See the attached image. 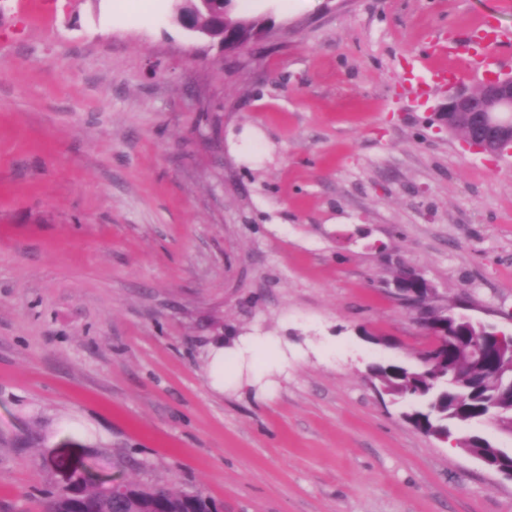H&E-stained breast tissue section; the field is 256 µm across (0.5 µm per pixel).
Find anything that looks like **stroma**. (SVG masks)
Returning a JSON list of instances; mask_svg holds the SVG:
<instances>
[{"mask_svg":"<svg viewBox=\"0 0 512 512\" xmlns=\"http://www.w3.org/2000/svg\"><path fill=\"white\" fill-rule=\"evenodd\" d=\"M171 0H0V512L85 466L224 512H512L369 369L430 341L400 266L512 332V154L417 59L512 0H250L232 52ZM280 340L276 366L217 339ZM240 341L233 340L232 345L224 346V341L217 340L211 345L209 362V385L211 389L218 393L224 392L225 383L228 381L224 374V361L228 350L234 351L239 348Z\"/></svg>","mask_w":512,"mask_h":512,"instance_id":"obj_1","label":"stroma"}]
</instances>
